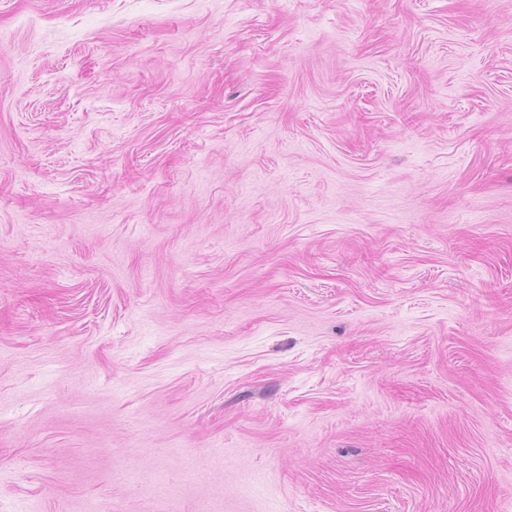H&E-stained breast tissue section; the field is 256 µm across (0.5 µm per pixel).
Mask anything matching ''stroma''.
<instances>
[{
    "label": "stroma",
    "mask_w": 512,
    "mask_h": 512,
    "mask_svg": "<svg viewBox=\"0 0 512 512\" xmlns=\"http://www.w3.org/2000/svg\"><path fill=\"white\" fill-rule=\"evenodd\" d=\"M512 512V0H0V512Z\"/></svg>",
    "instance_id": "1"
}]
</instances>
